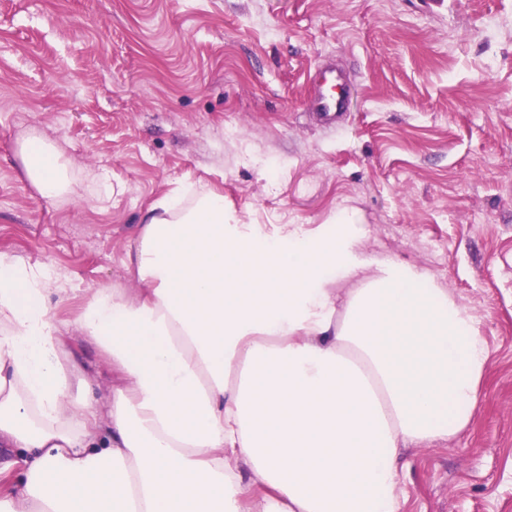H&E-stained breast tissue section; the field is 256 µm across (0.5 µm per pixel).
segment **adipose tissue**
<instances>
[{"label":"adipose tissue","instance_id":"ef3b65f1","mask_svg":"<svg viewBox=\"0 0 512 512\" xmlns=\"http://www.w3.org/2000/svg\"><path fill=\"white\" fill-rule=\"evenodd\" d=\"M20 154L63 198L58 147ZM361 236H269L203 185L152 204L137 297L99 286L76 318L118 378L104 405L46 304L68 278L0 252V447L22 463L0 464V512H400L403 447L470 423L489 352L468 308Z\"/></svg>","mask_w":512,"mask_h":512}]
</instances>
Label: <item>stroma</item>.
<instances>
[{
  "instance_id": "35a3bbf8",
  "label": "stroma",
  "mask_w": 512,
  "mask_h": 512,
  "mask_svg": "<svg viewBox=\"0 0 512 512\" xmlns=\"http://www.w3.org/2000/svg\"><path fill=\"white\" fill-rule=\"evenodd\" d=\"M330 64L354 85L335 127L306 106ZM30 131L72 166L63 200L26 177ZM200 184L269 235L354 217L366 256L472 310L489 350L473 418L405 448L399 492L403 512H512V0H0V251L68 276L50 310L98 400L112 370L80 306L135 290L146 209Z\"/></svg>"
}]
</instances>
